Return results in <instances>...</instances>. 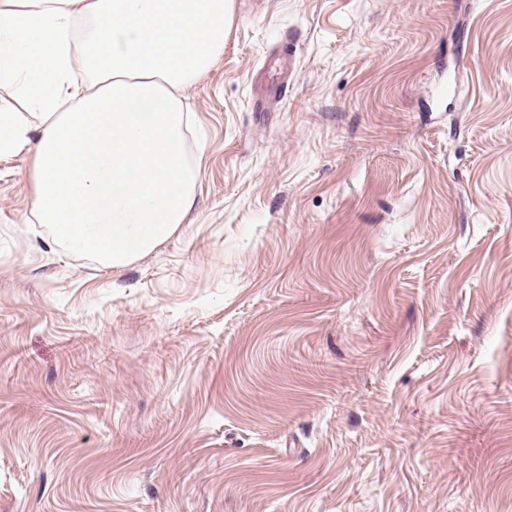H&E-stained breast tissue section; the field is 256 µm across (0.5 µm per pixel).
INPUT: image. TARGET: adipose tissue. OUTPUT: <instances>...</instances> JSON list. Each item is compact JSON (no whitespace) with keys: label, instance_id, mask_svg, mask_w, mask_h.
<instances>
[{"label":"adipose tissue","instance_id":"adipose-tissue-1","mask_svg":"<svg viewBox=\"0 0 512 512\" xmlns=\"http://www.w3.org/2000/svg\"><path fill=\"white\" fill-rule=\"evenodd\" d=\"M231 0H0V157L33 154L32 215L108 268L195 197L183 90L224 52Z\"/></svg>","mask_w":512,"mask_h":512}]
</instances>
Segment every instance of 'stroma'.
<instances>
[{"instance_id": "35a3bbf8", "label": "stroma", "mask_w": 512, "mask_h": 512, "mask_svg": "<svg viewBox=\"0 0 512 512\" xmlns=\"http://www.w3.org/2000/svg\"><path fill=\"white\" fill-rule=\"evenodd\" d=\"M185 95L129 266L0 158V512H512V0H233Z\"/></svg>"}]
</instances>
